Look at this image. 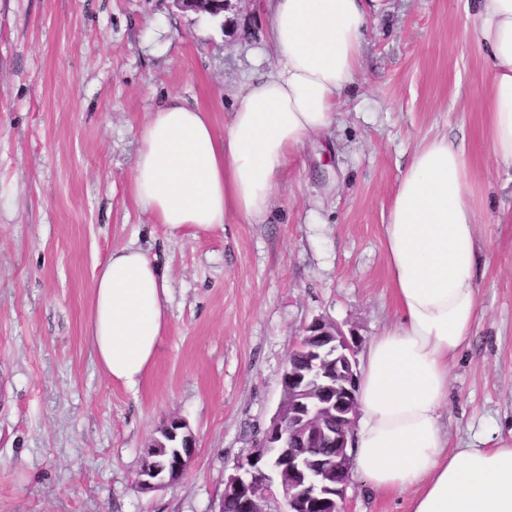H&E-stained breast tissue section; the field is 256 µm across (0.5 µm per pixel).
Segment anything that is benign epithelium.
<instances>
[{"instance_id": "obj_1", "label": "benign epithelium", "mask_w": 512, "mask_h": 512, "mask_svg": "<svg viewBox=\"0 0 512 512\" xmlns=\"http://www.w3.org/2000/svg\"><path fill=\"white\" fill-rule=\"evenodd\" d=\"M181 11L221 14L232 0H171ZM355 343L334 323L322 318L304 326L299 341L288 354L281 377L282 400L259 449L237 464L236 473L224 480V494L239 498L242 512H266L272 488L281 491L283 512H343L351 470L348 438L357 415ZM332 437L333 457L318 461L290 454L298 442L313 448ZM170 449L166 470L151 465L160 449ZM195 452V437L181 417L169 418L153 438L135 481L136 488L153 491L178 481Z\"/></svg>"}]
</instances>
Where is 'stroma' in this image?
Listing matches in <instances>:
<instances>
[{
	"instance_id": "35a3bbf8",
	"label": "stroma",
	"mask_w": 512,
	"mask_h": 512,
	"mask_svg": "<svg viewBox=\"0 0 512 512\" xmlns=\"http://www.w3.org/2000/svg\"><path fill=\"white\" fill-rule=\"evenodd\" d=\"M468 0H389L331 135L288 166L263 223L172 234L131 199L136 131L170 93L223 129L258 63L264 13L170 0H0V512H214L258 448L288 353L312 318L357 359L396 317L383 212L418 143L465 145L479 188L481 314L452 362L451 448L512 435V168L482 138L488 65L464 36ZM137 244L168 281L169 328L137 388L98 367L87 328L96 268ZM181 416L195 454L175 484L137 492L158 429ZM350 475L345 512H406ZM233 0H171L173 5L181 11L205 13L209 15L221 14L230 10Z\"/></svg>"
}]
</instances>
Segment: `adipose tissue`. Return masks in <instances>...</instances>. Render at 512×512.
I'll return each mask as SVG.
<instances>
[{"label":"adipose tissue","instance_id":"obj_1","mask_svg":"<svg viewBox=\"0 0 512 512\" xmlns=\"http://www.w3.org/2000/svg\"><path fill=\"white\" fill-rule=\"evenodd\" d=\"M383 0H266L276 64L236 94L223 131L205 110L165 96L140 126L128 182L136 206L170 232L263 222L291 159L336 123ZM489 62L483 139L512 166V0H473ZM464 147L420 142L383 213L397 319L371 341L356 385L348 452L374 490L410 492L409 512H512V438L450 449L441 423L451 362L480 315L482 226ZM168 286L135 245L100 264L87 336L104 374L137 387L168 328Z\"/></svg>","mask_w":512,"mask_h":512}]
</instances>
